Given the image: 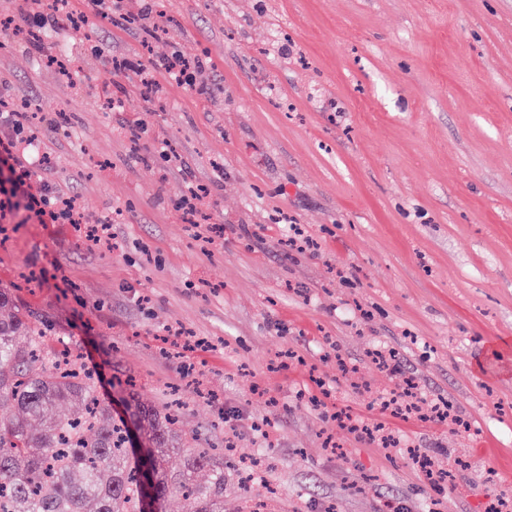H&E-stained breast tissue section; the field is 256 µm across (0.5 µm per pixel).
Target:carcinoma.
Masks as SVG:
<instances>
[{"label": "carcinoma", "instance_id": "carcinoma-1", "mask_svg": "<svg viewBox=\"0 0 512 512\" xmlns=\"http://www.w3.org/2000/svg\"><path fill=\"white\" fill-rule=\"evenodd\" d=\"M48 329L23 307L0 319V512H165L178 493L187 512H224V460L179 447L180 411H112L80 358L47 345ZM64 401L79 404L56 416ZM145 443L130 446V431ZM206 470V485L197 474Z\"/></svg>", "mask_w": 512, "mask_h": 512}]
</instances>
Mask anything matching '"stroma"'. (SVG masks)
Segmentation results:
<instances>
[{
	"label": "stroma",
	"instance_id": "1",
	"mask_svg": "<svg viewBox=\"0 0 512 512\" xmlns=\"http://www.w3.org/2000/svg\"><path fill=\"white\" fill-rule=\"evenodd\" d=\"M144 7L52 30L37 52L32 0H0V83L83 218L7 225L0 286L96 369L115 411L178 398L182 447L234 442L224 512L512 499V0ZM99 47L205 68L191 87L157 71L148 95ZM292 223L316 251L289 248ZM406 379L451 419L381 413ZM242 458L267 466L243 483Z\"/></svg>",
	"mask_w": 512,
	"mask_h": 512
}]
</instances>
